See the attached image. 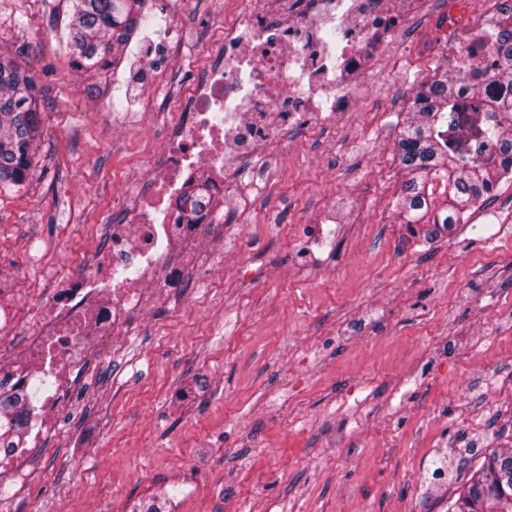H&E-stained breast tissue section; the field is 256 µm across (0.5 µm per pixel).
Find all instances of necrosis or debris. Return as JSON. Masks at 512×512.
<instances>
[{"label":"necrosis or debris","instance_id":"obj_1","mask_svg":"<svg viewBox=\"0 0 512 512\" xmlns=\"http://www.w3.org/2000/svg\"><path fill=\"white\" fill-rule=\"evenodd\" d=\"M235 3L223 69L191 87L193 112L171 116L158 158L87 266L0 275V379L18 388L40 373L55 380L36 410L39 441L56 437L95 355L134 333L151 298L183 292L207 259L205 225L234 223L220 208L205 224L187 223L176 206L185 186L207 179L219 197L261 190L289 131L322 127L357 102L350 76L377 56V31L405 8L404 0Z\"/></svg>","mask_w":512,"mask_h":512}]
</instances>
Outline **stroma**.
Listing matches in <instances>:
<instances>
[{
	"label": "stroma",
	"instance_id": "stroma-1",
	"mask_svg": "<svg viewBox=\"0 0 512 512\" xmlns=\"http://www.w3.org/2000/svg\"><path fill=\"white\" fill-rule=\"evenodd\" d=\"M225 0H153L181 56L123 54L99 91L65 45L69 0H0V51L34 77L41 133L0 186V260L67 265L117 215L187 88L224 60ZM414 0L354 76V110L288 137L271 183L227 197L190 305L147 309L77 384L54 454L0 474L6 512H448L483 453L512 448V177L427 242L397 218L400 128L418 88L477 33ZM336 221L324 223L328 203Z\"/></svg>",
	"mask_w": 512,
	"mask_h": 512
}]
</instances>
